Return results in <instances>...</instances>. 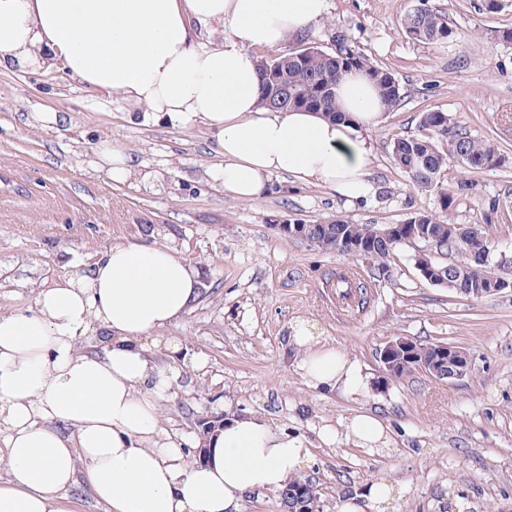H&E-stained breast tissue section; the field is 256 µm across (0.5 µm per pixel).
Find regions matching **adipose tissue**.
I'll return each instance as SVG.
<instances>
[{
  "mask_svg": "<svg viewBox=\"0 0 512 512\" xmlns=\"http://www.w3.org/2000/svg\"><path fill=\"white\" fill-rule=\"evenodd\" d=\"M328 0H0V68L58 66L87 87L153 113L171 126L204 122L221 164L209 179L242 200L267 194L285 174L345 203L375 192L365 133L384 106L362 72L335 93L341 111L279 112L260 106L259 50L320 24ZM218 35L199 43L195 30ZM201 271L170 247L108 246L86 273L65 274L34 304L0 315V445L8 478L0 512H61L78 481L111 512H241L247 494L281 489L308 460L305 438L253 415L207 435L202 464L161 427L158 402L178 378L146 345L197 298ZM97 327V347L77 337ZM298 368L320 391L357 394L358 361L321 342L311 322L290 327ZM324 444L386 445L383 421L352 417L324 428Z\"/></svg>",
  "mask_w": 512,
  "mask_h": 512,
  "instance_id": "obj_1",
  "label": "adipose tissue"
}]
</instances>
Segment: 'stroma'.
Returning a JSON list of instances; mask_svg holds the SVG:
<instances>
[{
    "instance_id": "35a3bbf8",
    "label": "stroma",
    "mask_w": 512,
    "mask_h": 512,
    "mask_svg": "<svg viewBox=\"0 0 512 512\" xmlns=\"http://www.w3.org/2000/svg\"><path fill=\"white\" fill-rule=\"evenodd\" d=\"M329 0V13L300 41L263 51L270 60L298 42L332 52L345 40L390 71L398 106L369 131L375 194L357 206L320 185L276 175L264 197L242 201L213 186L205 171L219 163L206 125L174 128L120 100H107L56 69L0 68V313L32 305L64 273L84 272L115 240L155 234L197 265L203 285L177 321L159 331L153 354L180 377L160 403L163 426L196 435L199 418L251 413L305 436L321 512L338 497L374 482L399 491L396 512H512V287L468 300L425 281L412 248L397 250L384 272L342 253L280 234L282 224H401L439 207L433 192L412 187L395 167L390 141L419 131L428 111L493 142L504 161L474 170L449 158L440 182L456 199L459 224L481 225L493 251L489 268L512 261V0ZM424 7L445 15L460 39L424 43L402 30ZM53 112L58 121H41ZM112 140L136 167L112 182L97 154ZM357 267L369 282L356 319L332 312L333 283ZM306 319L319 339L337 343L370 377L366 391L323 395L297 367L290 326ZM400 337L464 349L470 371L443 382L422 372L384 381L379 350ZM191 361L169 360L165 342ZM369 412L389 429L386 448L327 446L324 426Z\"/></svg>"
}]
</instances>
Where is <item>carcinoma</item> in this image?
<instances>
[{
  "label": "carcinoma",
  "instance_id": "carcinoma-1",
  "mask_svg": "<svg viewBox=\"0 0 512 512\" xmlns=\"http://www.w3.org/2000/svg\"><path fill=\"white\" fill-rule=\"evenodd\" d=\"M404 31L413 39L424 42L447 41L458 37L456 29L438 13L417 8L402 19ZM275 77L283 94V101L276 104L266 89H261L260 104L280 112L314 107L330 117L339 116L334 100V87L340 77L349 71H362L379 89L385 110H390L400 100V86L392 73L377 66L369 58L341 43L334 52L314 48L302 60L288 61L275 59ZM420 133L398 136L390 143L395 166L400 169L413 187L421 191H431L439 184L441 173L448 165V150L465 153L471 169L492 168L500 164L501 154L490 141L459 133L450 128L448 116L439 111L421 114ZM453 195L439 193V212L417 213L408 219L410 224H431L443 231L445 236L433 244L435 252L454 254V264L448 268V279L456 283L457 293L473 299L480 298L479 290L485 287L484 281L471 275H463L459 264L467 261V256L488 257L490 245L488 236L478 224H465L461 234L449 232L457 229L452 213ZM366 225L351 224L336 219L326 224H309L306 233L314 245L328 252L337 251V234L346 233L352 237L364 236ZM425 243L421 237L401 241L380 242L369 248L370 264L385 267L397 247L412 245L420 247ZM437 343L417 344V350L395 352L398 377L418 371L423 361L435 355Z\"/></svg>",
  "mask_w": 512,
  "mask_h": 512
}]
</instances>
